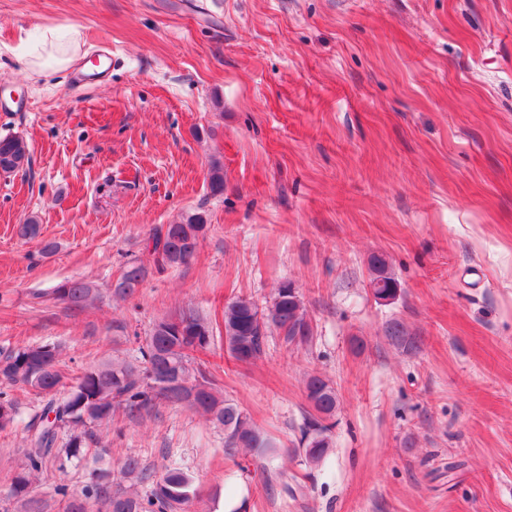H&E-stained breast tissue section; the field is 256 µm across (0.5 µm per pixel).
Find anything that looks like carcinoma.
I'll return each mask as SVG.
<instances>
[{"label": "carcinoma", "instance_id": "cac0c4a2", "mask_svg": "<svg viewBox=\"0 0 512 512\" xmlns=\"http://www.w3.org/2000/svg\"><path fill=\"white\" fill-rule=\"evenodd\" d=\"M0 162L9 163V173L30 163L27 143L19 137L0 139ZM204 220L192 214L180 224L157 229L148 239V250L159 270L187 265L198 247V232ZM18 235L26 240L40 236L37 217L31 216L18 225ZM370 287L374 294H397V282L389 262L379 254L370 257ZM147 275L140 265H129L112 284L113 294L132 298ZM98 289L88 282L67 280L53 290V300L71 310H80L98 298ZM277 330L285 344L302 346L313 338L312 327L296 288L283 281L267 307L260 309L249 299L237 298L224 305V344L237 361H253L262 356L269 331ZM390 340L405 349L418 347V340L408 335L397 321L387 328ZM214 341L212 324L192 311H182L159 319L139 348L140 361H108L85 369L78 381L65 383V348L59 343H31L0 351V382L34 390L42 397V407L27 425L25 465L12 478L10 497L18 512H42L41 500L32 494V476L48 465L63 470L65 462L80 454L86 442L97 439L96 429L112 421L120 408L133 415L148 412L155 400L192 409L224 429V443L235 448H271L273 444L252 424L233 401L224 398L217 382L205 371L192 365V355L210 348ZM181 376L202 387L192 401L184 400L175 389L157 387L160 377ZM308 401L316 415L309 418L299 442L307 462L318 464L332 447V426L326 420L336 412V388L319 375L305 381ZM16 411L11 400L0 392V428L13 423ZM71 432L65 447H58V435ZM122 473L139 483L150 481L135 457H128ZM57 492L66 498L65 512H190L195 499L187 473L175 464L151 481L149 490L141 494L112 489V485L92 481L79 495H68L65 487Z\"/></svg>", "mask_w": 512, "mask_h": 512}]
</instances>
